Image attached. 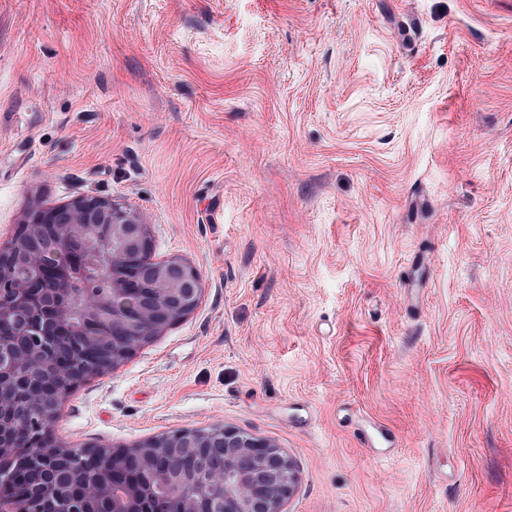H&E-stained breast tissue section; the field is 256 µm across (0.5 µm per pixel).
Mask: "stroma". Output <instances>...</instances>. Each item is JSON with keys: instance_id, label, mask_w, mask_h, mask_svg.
Here are the masks:
<instances>
[{"instance_id": "1", "label": "stroma", "mask_w": 512, "mask_h": 512, "mask_svg": "<svg viewBox=\"0 0 512 512\" xmlns=\"http://www.w3.org/2000/svg\"><path fill=\"white\" fill-rule=\"evenodd\" d=\"M79 195L204 292L62 445L226 425L288 512H512V0H0V244Z\"/></svg>"}]
</instances>
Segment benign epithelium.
Instances as JSON below:
<instances>
[{
    "mask_svg": "<svg viewBox=\"0 0 512 512\" xmlns=\"http://www.w3.org/2000/svg\"><path fill=\"white\" fill-rule=\"evenodd\" d=\"M63 249L77 242L90 264L112 259V299L77 304L70 274L44 257L47 229ZM200 272L156 255L150 225L109 197L33 202L0 246V512H286L296 463L273 441L218 426L183 429L131 448H66L49 439L64 395L115 369L191 314ZM96 352L77 359L58 334Z\"/></svg>",
    "mask_w": 512,
    "mask_h": 512,
    "instance_id": "benign-epithelium-1",
    "label": "benign epithelium"
}]
</instances>
